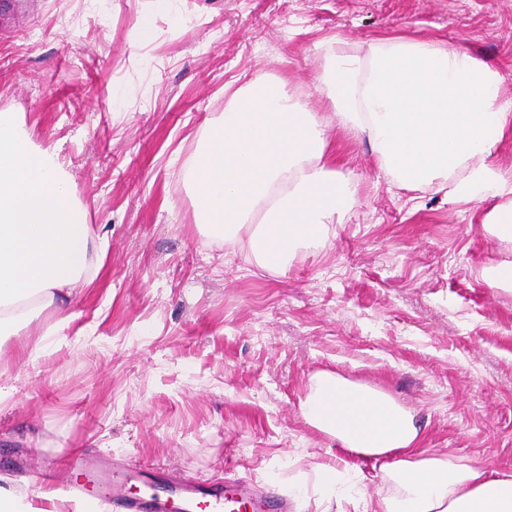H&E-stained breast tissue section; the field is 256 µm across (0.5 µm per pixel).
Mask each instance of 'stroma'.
<instances>
[{"label": "stroma", "mask_w": 512, "mask_h": 512, "mask_svg": "<svg viewBox=\"0 0 512 512\" xmlns=\"http://www.w3.org/2000/svg\"><path fill=\"white\" fill-rule=\"evenodd\" d=\"M0 10V112L57 148L87 221L106 232L99 278L35 359L54 308L0 335V492L71 512L73 453L166 479H228L293 512H382L395 480L357 456L340 491L314 466L340 448L303 418L331 372L414 415L426 455L512 467V290L488 268L512 239L483 228L512 195L465 200L403 186L341 126L322 76L336 46L428 40L498 69L512 98V0H9ZM152 21L140 40L138 17ZM285 80L326 123L327 156L356 203L281 270L208 238L184 173L227 97ZM57 498L31 492L46 464Z\"/></svg>", "instance_id": "35a3bbf8"}]
</instances>
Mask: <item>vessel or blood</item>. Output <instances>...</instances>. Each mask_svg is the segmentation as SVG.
<instances>
[{
    "label": "vessel or blood",
    "instance_id": "vessel-or-blood-1",
    "mask_svg": "<svg viewBox=\"0 0 512 512\" xmlns=\"http://www.w3.org/2000/svg\"><path fill=\"white\" fill-rule=\"evenodd\" d=\"M133 480L146 486L136 497L124 490L125 483ZM110 504L117 512H289L291 508L287 498H266L245 483L221 489L183 479L159 488L135 464L127 465L122 477L113 481Z\"/></svg>",
    "mask_w": 512,
    "mask_h": 512
}]
</instances>
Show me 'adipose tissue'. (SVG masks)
Masks as SVG:
<instances>
[{
	"mask_svg": "<svg viewBox=\"0 0 512 512\" xmlns=\"http://www.w3.org/2000/svg\"><path fill=\"white\" fill-rule=\"evenodd\" d=\"M322 83L339 123L365 134L379 167L399 181L428 185L463 169L451 194H512V177L491 160L512 132V101L502 98L495 68L396 38L365 60L337 48ZM326 149L325 124L306 103L283 81L253 78L225 103L191 171L200 223L260 266L286 265L352 206L355 189L329 166ZM106 246L56 148L36 145L15 113L0 112V331L16 325L22 302L91 285ZM301 413L348 452L399 451L390 469L402 494L384 501V512H512V473L422 456L413 416L385 394L323 373Z\"/></svg>",
	"mask_w": 512,
	"mask_h": 512,
	"instance_id": "obj_1",
	"label": "adipose tissue"
}]
</instances>
